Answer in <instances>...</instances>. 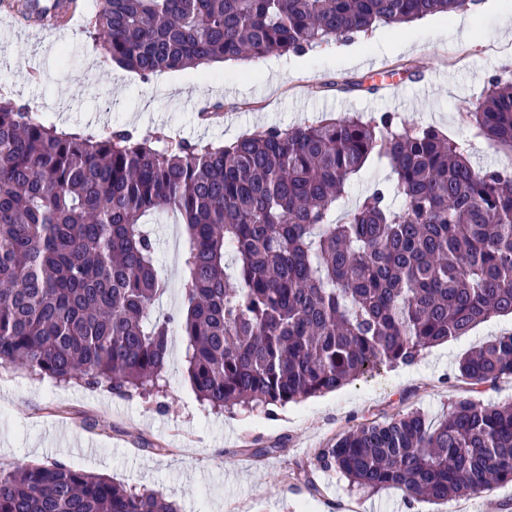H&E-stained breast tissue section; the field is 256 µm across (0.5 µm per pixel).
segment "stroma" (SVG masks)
<instances>
[{
	"mask_svg": "<svg viewBox=\"0 0 512 512\" xmlns=\"http://www.w3.org/2000/svg\"><path fill=\"white\" fill-rule=\"evenodd\" d=\"M65 24L26 26L0 14V95L27 104L64 130L102 132L128 127L143 135L229 142L269 126L288 128L323 116L398 113L404 122L433 125L466 143L475 166L512 167V152L474 136L466 114L490 76L512 74V39L501 12L512 0H483L474 39L447 16L413 22L411 41L391 26L301 56H273L277 77L261 63L164 71L149 78L104 61L103 40L86 33L103 0H76ZM414 74H407L405 66ZM428 83L415 96L414 80ZM360 82L355 91L348 82ZM395 93L383 96L381 83ZM221 111H214V104ZM158 272L167 291L156 307L184 305L182 255L188 236L175 214L150 217ZM512 333V317H495L468 335L429 349L410 366L384 367L335 392L273 412H217L192 390L182 336L171 338L163 393L123 398L80 385L58 384L19 367H0V467L60 463L139 490L162 491L179 512H505L512 483L481 497L408 505L398 488H360L337 472H319V493L305 477L316 449L361 423L416 409L446 415L467 394L457 362L487 337Z\"/></svg>",
	"mask_w": 512,
	"mask_h": 512,
	"instance_id": "obj_1",
	"label": "stroma"
}]
</instances>
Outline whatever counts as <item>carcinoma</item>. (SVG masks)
<instances>
[{
  "instance_id": "carcinoma-1",
  "label": "carcinoma",
  "mask_w": 512,
  "mask_h": 512,
  "mask_svg": "<svg viewBox=\"0 0 512 512\" xmlns=\"http://www.w3.org/2000/svg\"><path fill=\"white\" fill-rule=\"evenodd\" d=\"M469 0H104L87 32L105 60L146 78L241 57L304 54L466 8ZM474 134L512 151V75L469 112ZM120 128L65 132L0 97V366L128 396L160 392L169 338L189 381L222 412L333 392L494 316H512V169L479 170L465 144L393 112L271 126L216 146ZM373 159L393 179L341 221L336 205ZM188 227L185 305L167 290L143 217ZM474 392L512 377V334L465 354ZM312 465L409 501L479 496L512 482V403L469 396L437 421H369ZM0 512H178L51 463L0 469Z\"/></svg>"
}]
</instances>
